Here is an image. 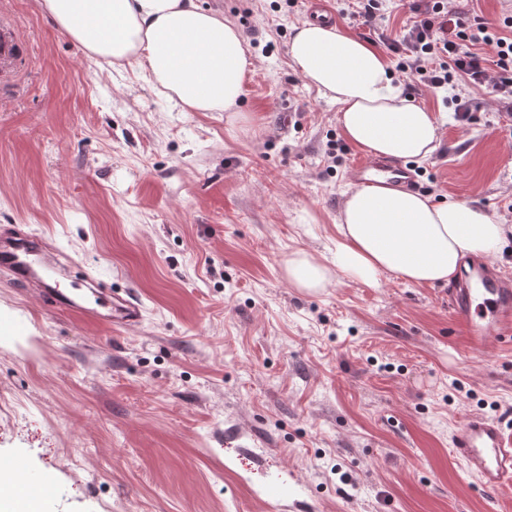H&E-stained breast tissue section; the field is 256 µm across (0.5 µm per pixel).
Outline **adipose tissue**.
Segmentation results:
<instances>
[{"instance_id": "obj_1", "label": "adipose tissue", "mask_w": 512, "mask_h": 512, "mask_svg": "<svg viewBox=\"0 0 512 512\" xmlns=\"http://www.w3.org/2000/svg\"><path fill=\"white\" fill-rule=\"evenodd\" d=\"M40 10L91 58L128 63L184 112L237 111L250 67L238 28L197 0H37ZM292 68L336 104L347 140L365 152L424 161L436 149L435 115L405 95L386 57L340 27L294 26ZM508 231L467 201L436 203L421 193L355 186L346 192L339 238L328 260L289 255L285 272L317 293L337 277L377 284L450 282L469 255L495 257Z\"/></svg>"}]
</instances>
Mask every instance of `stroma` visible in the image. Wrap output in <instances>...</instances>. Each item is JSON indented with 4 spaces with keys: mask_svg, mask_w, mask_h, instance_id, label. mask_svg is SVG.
I'll use <instances>...</instances> for the list:
<instances>
[{
    "mask_svg": "<svg viewBox=\"0 0 512 512\" xmlns=\"http://www.w3.org/2000/svg\"><path fill=\"white\" fill-rule=\"evenodd\" d=\"M199 3L252 61L233 117L170 111L36 0H0L28 49L0 100V226L53 235L144 306L115 332L0 274V457L51 488L42 512H512L450 448L473 412L512 428V338L471 351L444 285L284 275L334 251L359 153L290 65L306 0ZM405 90L440 124L425 194L512 225V117L460 80Z\"/></svg>",
    "mask_w": 512,
    "mask_h": 512,
    "instance_id": "35a3bbf8",
    "label": "stroma"
}]
</instances>
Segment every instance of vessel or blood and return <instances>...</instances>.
Returning <instances> with one entry per match:
<instances>
[{
	"label": "vessel or blood",
	"mask_w": 512,
	"mask_h": 512,
	"mask_svg": "<svg viewBox=\"0 0 512 512\" xmlns=\"http://www.w3.org/2000/svg\"><path fill=\"white\" fill-rule=\"evenodd\" d=\"M27 47L9 27L0 28V64L12 65ZM359 185L402 191L421 187L415 173L402 162L361 156L350 167ZM72 258L50 239L25 225L0 227V272L23 293L50 300L54 309L77 314L112 329L139 325L142 306L129 292L104 286L90 268L73 275ZM484 312L473 316L475 302ZM448 309L462 319L472 350H482L493 338L512 330V277L483 262H467L455 288L448 291ZM454 458L487 490L512 488V432L482 413L468 414L451 438Z\"/></svg>",
	"instance_id": "vessel-or-blood-1"
}]
</instances>
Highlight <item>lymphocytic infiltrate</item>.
Wrapping results in <instances>:
<instances>
[{
	"instance_id": "obj_1",
	"label": "lymphocytic infiltrate",
	"mask_w": 512,
	"mask_h": 512,
	"mask_svg": "<svg viewBox=\"0 0 512 512\" xmlns=\"http://www.w3.org/2000/svg\"><path fill=\"white\" fill-rule=\"evenodd\" d=\"M410 9L412 26L402 39L387 40L386 46L395 56L408 59L421 85L440 89L463 78L512 100L511 37L489 32L481 16L459 12L447 0H412ZM474 43L491 46L495 62L472 52Z\"/></svg>"
}]
</instances>
